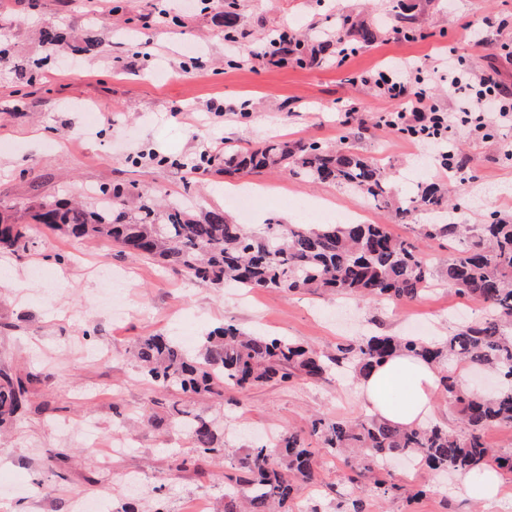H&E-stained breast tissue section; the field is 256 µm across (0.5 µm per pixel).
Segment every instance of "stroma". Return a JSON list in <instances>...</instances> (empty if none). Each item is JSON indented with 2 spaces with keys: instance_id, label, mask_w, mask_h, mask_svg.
I'll return each instance as SVG.
<instances>
[{
  "instance_id": "35a3bbf8",
  "label": "stroma",
  "mask_w": 512,
  "mask_h": 512,
  "mask_svg": "<svg viewBox=\"0 0 512 512\" xmlns=\"http://www.w3.org/2000/svg\"><path fill=\"white\" fill-rule=\"evenodd\" d=\"M237 13L230 31L224 0H7L0 8V40L9 49L0 66V213L26 224L44 199L76 198L93 207L100 186L122 182L168 200L186 194L196 210L232 215L230 193L245 187L255 192L257 229L271 220L326 224L350 217L415 241L417 226L434 219L428 211L398 224L391 212L334 184L286 171L228 176L214 166L201 174L193 166L204 147L228 141L256 147L281 135L326 149L343 143L377 162L397 205L409 200L417 180L448 184L424 144L378 126L389 102L364 77L411 58L428 79L431 104L454 112L447 82L429 77L453 47L473 67L512 85V0H238ZM410 15L423 19L414 40L393 31L397 17ZM345 16L378 36L344 65L332 56L312 65L262 54L271 34L285 30L315 44ZM49 25L63 35L58 44L42 39ZM472 25L483 31L484 46H473ZM77 36L96 39V51L77 50ZM163 69L167 77L158 78ZM453 141L473 178L455 220H511L512 127L490 123L483 139L458 127ZM31 237L27 251L0 253V266L12 272L0 284V368L44 373L30 388L26 413L0 434V486L13 489L0 512H73L76 497L104 489L112 490L116 510L129 498L149 512L159 498L166 512H219L224 467L208 465L204 477L190 467L175 469L170 449L191 447L182 429L166 421L154 386L136 366L131 350L139 337L162 333L193 352L210 329L232 322L325 351L372 331L444 336L484 314L441 277L448 246L439 242L424 247L436 274L431 293L392 303L205 288L106 241L76 240L42 225ZM100 266L129 274L124 316L105 306L108 288L94 275ZM355 385L351 375L332 373L317 382L228 386L220 402L175 390L166 397L222 417L232 453L259 442L267 429L307 430L316 415L365 418ZM87 420L102 438L130 437L131 447L118 454L92 447L78 434ZM55 448L65 456L49 457ZM315 457L317 477L298 487L296 504L304 512H345L355 492L349 463L320 448ZM131 476L139 485L128 496L121 485ZM465 479L395 461L386 480L405 494L367 493V512H512V480L500 505L489 509Z\"/></svg>"
}]
</instances>
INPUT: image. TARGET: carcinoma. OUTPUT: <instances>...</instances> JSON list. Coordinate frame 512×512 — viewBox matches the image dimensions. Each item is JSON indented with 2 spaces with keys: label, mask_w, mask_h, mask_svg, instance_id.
Listing matches in <instances>:
<instances>
[{
  "label": "carcinoma",
  "mask_w": 512,
  "mask_h": 512,
  "mask_svg": "<svg viewBox=\"0 0 512 512\" xmlns=\"http://www.w3.org/2000/svg\"><path fill=\"white\" fill-rule=\"evenodd\" d=\"M377 33L350 19L321 47L337 55L367 48ZM304 54V41L290 37L278 46L286 60ZM217 162L224 173H258L285 168L307 181L336 183L370 198L379 209L391 206L389 179L378 165L349 147L324 150L314 143L270 139L256 148L226 146L224 153L203 160L205 171ZM99 203L89 210L68 200L45 202L32 215L37 224L75 238L109 241L121 251L173 267L204 287L283 292L331 291L359 299L385 297L411 301L430 291L434 272L417 244L393 237L384 224H280L270 222L251 232L216 208L191 213L186 201L168 206L137 195L128 208V191L120 184L98 190ZM444 195L432 183H420L395 218L406 222L422 207L439 213ZM424 242H448L444 275L448 285L467 299L480 302L484 316L446 336L374 335L362 344H338L324 354L285 336L247 334L226 323L202 337L196 354L188 353L169 336L140 337L133 350L142 373L164 391L224 399V387L287 383L293 378L319 379L333 368L349 366L366 376L387 359L410 353L440 366L444 392L455 403L466 431L458 434L440 426L403 428L375 416L359 422L315 417L309 432L288 430L272 446L248 448L226 455L224 437L214 419L192 413L176 402L168 418L187 424L194 456L175 455L176 469L199 461L222 459L224 512H290L294 491L316 478L315 452L306 435L319 439L323 449L346 454L358 475H367L376 491L386 495L402 487L379 478L389 458L406 455L440 471L478 472L493 463L512 474V453L492 448L484 439L493 426L512 427V223L494 219L471 227L453 217L420 225ZM29 229L0 217V250L28 248ZM468 365L501 375L494 393L458 388L448 365ZM0 370V426L14 420L27 405L28 384Z\"/></svg>",
  "instance_id": "obj_1"
}]
</instances>
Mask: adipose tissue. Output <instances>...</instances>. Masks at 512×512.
Returning a JSON list of instances; mask_svg holds the SVG:
<instances>
[{
    "mask_svg": "<svg viewBox=\"0 0 512 512\" xmlns=\"http://www.w3.org/2000/svg\"><path fill=\"white\" fill-rule=\"evenodd\" d=\"M440 376L439 367L401 354L360 378L358 396L372 415L394 425L419 427L434 409Z\"/></svg>",
    "mask_w": 512,
    "mask_h": 512,
    "instance_id": "ef3b65f1",
    "label": "adipose tissue"
}]
</instances>
